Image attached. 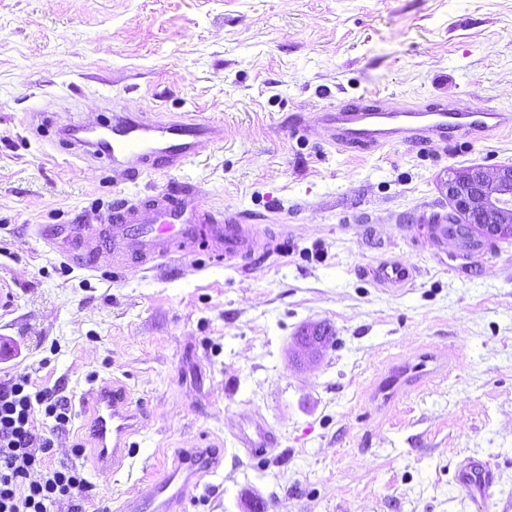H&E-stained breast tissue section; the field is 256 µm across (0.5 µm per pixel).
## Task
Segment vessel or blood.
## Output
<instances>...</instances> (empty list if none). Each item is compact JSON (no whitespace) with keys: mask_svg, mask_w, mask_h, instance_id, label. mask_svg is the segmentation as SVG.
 <instances>
[{"mask_svg":"<svg viewBox=\"0 0 512 512\" xmlns=\"http://www.w3.org/2000/svg\"><path fill=\"white\" fill-rule=\"evenodd\" d=\"M320 121L330 145L366 149L433 136L444 140L460 131L479 134L511 127L512 112L490 107L448 110L423 106L392 111L376 99L365 105L337 104L322 113ZM72 129L77 134L72 141L74 157L108 160L113 171L128 181L157 171H184L222 137L219 127L197 114L131 112L118 100L112 103L110 126L78 122ZM251 219V214L242 211L216 217L198 188L185 182L174 194L124 199L112 211L98 215V231L75 224L71 233L85 256L93 258L105 252L119 265L146 259L162 262L176 254L194 252L200 245L221 262L268 250L275 242L272 234L259 239ZM370 272L377 285L387 288L405 287L413 278L409 269L393 259L379 262ZM425 377V366L420 363L408 374L385 377L380 390L409 392ZM78 404L87 416L85 434L95 451L96 468L117 474L129 467L140 450L144 414L135 408L126 385L115 380L90 387ZM235 440L254 457L272 445L274 435L265 422L256 420L239 430ZM215 467L210 449L185 451L144 491L125 498L121 512H186L191 487ZM457 483L469 495L486 500L493 497L494 475L481 459L467 458L458 470Z\"/></svg>","mask_w":512,"mask_h":512,"instance_id":"b4317fda","label":"vessel or blood"}]
</instances>
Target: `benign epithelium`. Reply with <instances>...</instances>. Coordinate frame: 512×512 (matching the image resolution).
<instances>
[{"mask_svg":"<svg viewBox=\"0 0 512 512\" xmlns=\"http://www.w3.org/2000/svg\"><path fill=\"white\" fill-rule=\"evenodd\" d=\"M445 189L453 207L448 223L467 224L484 239H512V209L501 204L503 196L512 194V167L501 169L492 179L478 170L457 172L448 176ZM296 344L308 359L329 346L321 324L304 327Z\"/></svg>","mask_w":512,"mask_h":512,"instance_id":"1","label":"benign epithelium"}]
</instances>
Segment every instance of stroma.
Instances as JSON below:
<instances>
[{
    "label": "stroma",
    "instance_id": "1",
    "mask_svg": "<svg viewBox=\"0 0 512 512\" xmlns=\"http://www.w3.org/2000/svg\"><path fill=\"white\" fill-rule=\"evenodd\" d=\"M512 108V0H0V378L27 375L78 400L127 384L146 415L130 470L96 469L83 416L53 434L50 465L83 470L86 512L124 498L190 448L217 470L186 512H512V240H437L453 171L512 166V128L367 151L332 148L309 121L340 102ZM117 97L194 112L224 139L184 172L121 182L67 156L61 128L101 123ZM303 131H296V124ZM190 181L215 211L285 227L277 253L228 266L199 252L180 275L112 259L94 270L36 238L90 224L114 201ZM417 269L394 292L368 271ZM331 324L316 362L294 336ZM427 354L447 372L382 403L392 366ZM277 444L254 460L234 431ZM468 457L492 501L455 482ZM235 440L239 448H243L249 457H255L262 448H268L273 444L274 435L264 421L255 420L251 422L250 428L240 429L235 433Z\"/></svg>",
    "mask_w": 512,
    "mask_h": 512
}]
</instances>
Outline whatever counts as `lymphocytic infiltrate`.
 Segmentation results:
<instances>
[{
  "instance_id": "1",
  "label": "lymphocytic infiltrate",
  "mask_w": 512,
  "mask_h": 512,
  "mask_svg": "<svg viewBox=\"0 0 512 512\" xmlns=\"http://www.w3.org/2000/svg\"><path fill=\"white\" fill-rule=\"evenodd\" d=\"M71 421L72 406L57 389L26 376L0 381V512H52L60 503L82 512L90 490L83 471L48 463L52 432Z\"/></svg>"
}]
</instances>
